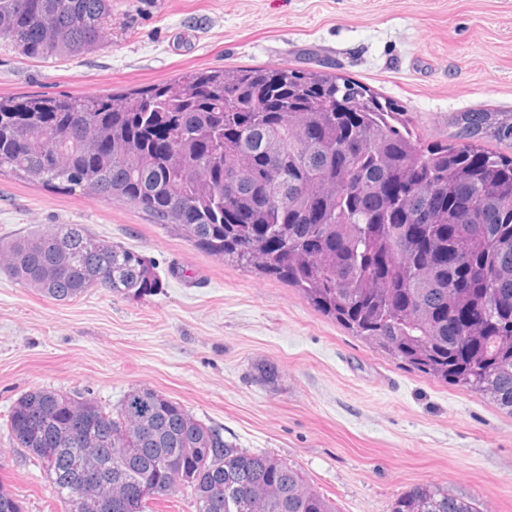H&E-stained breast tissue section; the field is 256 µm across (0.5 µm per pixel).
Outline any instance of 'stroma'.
Returning <instances> with one entry per match:
<instances>
[{
    "instance_id": "1",
    "label": "stroma",
    "mask_w": 512,
    "mask_h": 512,
    "mask_svg": "<svg viewBox=\"0 0 512 512\" xmlns=\"http://www.w3.org/2000/svg\"><path fill=\"white\" fill-rule=\"evenodd\" d=\"M288 65L359 82L426 142L463 112H512V0H112V40L59 60L0 40V96L127 93L201 70ZM83 224L143 255L147 296L57 301L0 260V485L63 512L6 427L35 388L107 408L134 388L180 403L226 441L295 464L338 512H390L418 483L512 512V415L425 375L316 310L287 283L195 249L138 208L0 177V243Z\"/></svg>"
}]
</instances>
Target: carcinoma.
I'll list each match as a JSON object with an SVG mask.
<instances>
[{
	"mask_svg": "<svg viewBox=\"0 0 512 512\" xmlns=\"http://www.w3.org/2000/svg\"><path fill=\"white\" fill-rule=\"evenodd\" d=\"M111 0H0V39L29 58L92 51ZM370 90L288 66L201 71L123 95L0 97V176L80 188L172 226L196 249L299 289L320 312L389 356L512 414V112H464L451 141L425 143ZM16 279L57 301L90 288L159 287L139 253L81 224L0 249ZM82 416L97 441L69 436ZM65 512H145L178 493L195 512H336L295 465L224 440L222 429L149 389L115 410L37 388L7 421ZM112 484L70 487L85 449ZM391 512H480L435 483Z\"/></svg>",
	"mask_w": 512,
	"mask_h": 512,
	"instance_id": "1",
	"label": "carcinoma"
}]
</instances>
